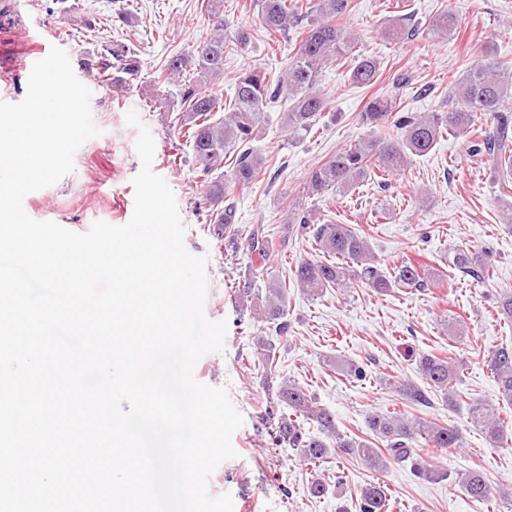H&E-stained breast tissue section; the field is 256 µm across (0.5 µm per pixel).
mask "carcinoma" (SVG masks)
<instances>
[{
	"label": "carcinoma",
	"mask_w": 512,
	"mask_h": 512,
	"mask_svg": "<svg viewBox=\"0 0 512 512\" xmlns=\"http://www.w3.org/2000/svg\"><path fill=\"white\" fill-rule=\"evenodd\" d=\"M254 7L259 24L269 35H281L294 43L293 54L284 68L277 72L244 68L233 78V94L224 97L219 80L224 76L225 40L244 49L251 34L239 26L232 36L224 37V0H201V8L216 18L213 35L193 54L171 57L157 82L177 87L182 110L173 122V130L191 147L195 173L204 187L206 222L213 236L222 241L231 233L246 243L247 256L265 261L275 250L285 252L287 235L276 241L259 224L237 226L233 199L234 190L256 185L264 168L262 157L254 152L251 143L265 122V109L284 100L288 109L283 113V125L294 132H306L329 104L318 89L323 69L347 59L349 82L368 87L377 82L381 62L373 56L354 53L353 38L343 24L351 0H308L303 4L299 0H255ZM455 28L456 18L448 11L434 24L435 33L441 37L451 35ZM188 67L195 70V77L186 80ZM114 69L130 76L139 73L136 54L118 40L86 67L94 76L119 86L122 80L112 77ZM449 97L452 106L448 111L423 113L402 111L398 96L391 92L370 99L361 119L372 133L314 167L306 178V194L321 197L334 188L348 190L373 177L386 186L408 166L411 157L427 155L448 135L459 137L471 132L474 138L469 141L470 151L487 155L512 179V70L508 62H471L463 76L451 83ZM231 152L236 154L234 165L226 171V156ZM289 219L287 228L297 229L308 238L313 250L322 254L320 259L299 261L293 270L296 287L312 297L328 288H370L388 293L395 288L424 289L433 283L427 266L419 261L408 259L384 266L372 252L368 234H361L348 224L321 223L310 210L292 212ZM448 254L452 255L448 263L460 272L476 279L490 276L489 267L470 252L451 248ZM262 275V269H252L251 277L237 282L236 294L238 300L250 301L257 319L265 324L268 338L259 340L263 350L261 364L271 374L277 369L271 338L282 337L289 329L288 289L287 283L268 278L265 291H259L256 278ZM488 367L501 400L512 405V347L503 345L491 351ZM417 369L428 388L412 382L398 385L400 394L415 406L430 407L436 392L452 407L462 401L455 389L458 366L452 358L423 354L417 360ZM277 398L288 413L281 415L276 445L295 450L303 464L313 469L336 454L358 458L381 473L391 464L409 465L418 478L434 480L440 473L420 455V449L463 447L458 430L413 413L373 412L366 418L372 436L348 437L340 433L334 415L296 382L281 383ZM468 413L490 443L503 442L505 421L498 409L475 403L469 406ZM302 418L316 422L317 433L303 431ZM454 484L476 502L489 498L490 489L477 470L460 474ZM387 506L383 483L377 481L361 489L359 512H387Z\"/></svg>",
	"instance_id": "carcinoma-1"
}]
</instances>
